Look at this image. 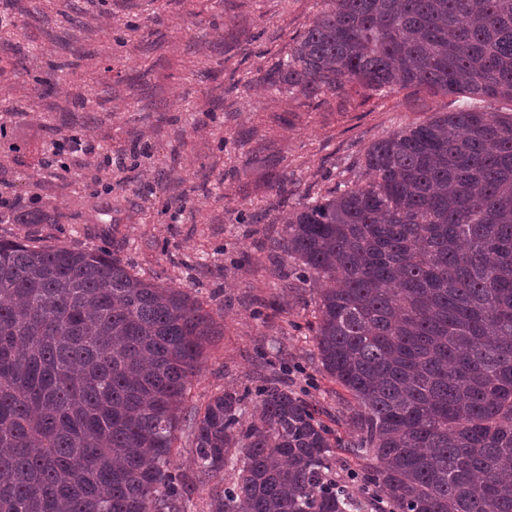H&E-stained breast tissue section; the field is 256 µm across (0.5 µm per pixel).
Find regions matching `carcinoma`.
<instances>
[{
    "instance_id": "cac0c4a2",
    "label": "carcinoma",
    "mask_w": 512,
    "mask_h": 512,
    "mask_svg": "<svg viewBox=\"0 0 512 512\" xmlns=\"http://www.w3.org/2000/svg\"><path fill=\"white\" fill-rule=\"evenodd\" d=\"M323 2L270 83L512 101V0ZM364 164L273 246L324 284L309 329L371 463L337 478L273 375L195 409L197 479L173 471L212 316L115 254L0 237V512H186L225 471L209 512H512V113L439 112Z\"/></svg>"
}]
</instances>
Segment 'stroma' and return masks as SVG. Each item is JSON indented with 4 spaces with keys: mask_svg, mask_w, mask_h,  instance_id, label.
I'll return each instance as SVG.
<instances>
[{
    "mask_svg": "<svg viewBox=\"0 0 512 512\" xmlns=\"http://www.w3.org/2000/svg\"><path fill=\"white\" fill-rule=\"evenodd\" d=\"M45 2L0 0L17 22L0 28V193L38 199L50 221L5 219L0 235L114 252L200 301L222 334L192 379L191 406L275 375L349 439L352 400L296 329L314 318L310 286L271 243L288 210L357 179L371 144L463 97L270 87L266 74L322 0H54L44 17ZM68 136L122 166L44 169Z\"/></svg>",
    "mask_w": 512,
    "mask_h": 512,
    "instance_id": "obj_1",
    "label": "stroma"
}]
</instances>
